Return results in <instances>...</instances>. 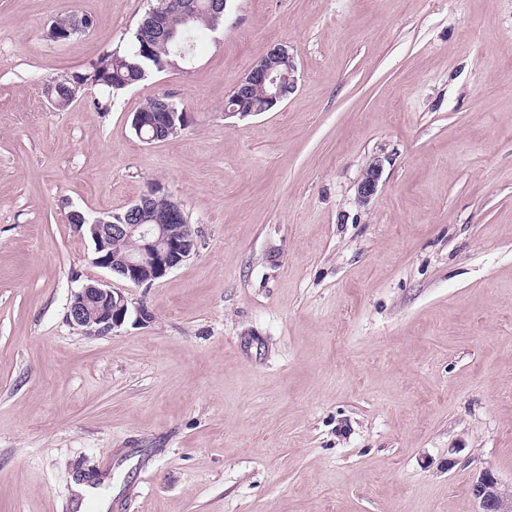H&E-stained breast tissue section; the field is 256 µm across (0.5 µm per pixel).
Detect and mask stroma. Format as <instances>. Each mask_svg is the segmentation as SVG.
<instances>
[{
	"instance_id": "stroma-1",
	"label": "stroma",
	"mask_w": 512,
	"mask_h": 512,
	"mask_svg": "<svg viewBox=\"0 0 512 512\" xmlns=\"http://www.w3.org/2000/svg\"><path fill=\"white\" fill-rule=\"evenodd\" d=\"M147 6L0 0V512H78L90 470L107 512H477L512 483V0H228L189 69L53 107ZM276 43L295 91L225 117ZM156 94L192 122L147 144ZM156 183L199 249L138 287L69 216ZM97 278L107 336L66 320ZM381 177V165L378 162H371L364 170L357 185V198L365 204L376 193ZM128 311V300L120 291L105 281L90 280L72 294L66 320L85 335L105 336L125 323ZM472 495L479 504L478 512H511L512 486L503 485L489 470L481 472L472 484Z\"/></svg>"
}]
</instances>
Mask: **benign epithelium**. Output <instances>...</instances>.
<instances>
[{
	"mask_svg": "<svg viewBox=\"0 0 512 512\" xmlns=\"http://www.w3.org/2000/svg\"><path fill=\"white\" fill-rule=\"evenodd\" d=\"M164 17L165 14L151 10V37L167 35L169 26ZM296 85L293 53L286 45L271 46L235 84L231 97L237 106L225 108L224 116L245 117L258 111L268 112L288 99ZM255 89L262 91L263 105L259 109L250 98ZM188 122L186 113L178 124L169 112H156L149 118L134 114L136 129L148 125L154 130V134L145 139L148 144L178 136ZM380 177L381 165L376 161L370 163L357 185L359 202L365 204L372 198ZM154 193L162 194V205L152 210L138 200L128 206L126 215H115V222L96 217L88 225L77 224L79 228H87L93 240L92 263L136 286L149 285L164 277L198 250L197 235L191 225L181 223L183 210L179 204L161 188ZM120 237L136 239L137 250L114 251L112 240ZM128 311V300L121 292L110 288L105 281L91 280L72 294L66 320L88 336H105L125 323ZM471 491L479 504L478 512H512V487L503 485L491 471L481 472Z\"/></svg>",
	"mask_w": 512,
	"mask_h": 512,
	"instance_id": "1",
	"label": "benign epithelium"
}]
</instances>
